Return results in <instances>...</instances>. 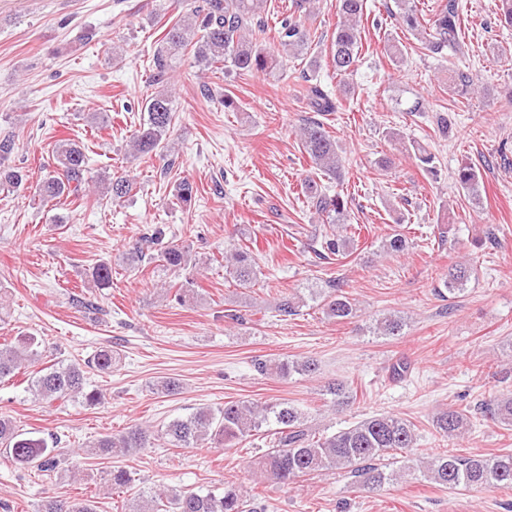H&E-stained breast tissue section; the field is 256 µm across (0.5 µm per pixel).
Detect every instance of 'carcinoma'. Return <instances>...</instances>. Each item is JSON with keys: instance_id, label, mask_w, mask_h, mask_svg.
Segmentation results:
<instances>
[{"instance_id": "cac0c4a2", "label": "carcinoma", "mask_w": 512, "mask_h": 512, "mask_svg": "<svg viewBox=\"0 0 512 512\" xmlns=\"http://www.w3.org/2000/svg\"><path fill=\"white\" fill-rule=\"evenodd\" d=\"M267 0H203V4L175 20L163 36L160 47L152 58L153 84L167 82L173 60L192 47L195 63L215 75H248L272 73L290 58L305 57L312 43V29L306 24L315 11L314 0H290L288 13L280 21L273 38H268L264 19ZM397 11L391 12L399 26L410 32L422 48L442 57L446 53L460 58L465 54L461 33L462 13L459 0H440L431 20L421 19L415 0H395ZM338 20L332 35L331 68L340 77L339 93L334 94L312 80L303 85V99L312 112H336L342 107L344 96L355 93L346 79L359 61L362 44V22L366 16L365 0H339ZM471 73L460 68L448 69V89L467 98L475 90ZM144 112L147 118L132 134L129 152L136 157H150L165 148L164 141L174 125L173 100L167 90L155 92L146 98ZM303 151L312 163L314 176L305 179L302 188L312 207L329 224H347L350 221L348 202L341 192L332 194L319 190L317 176L336 183L343 182L344 165L336 139L324 124L310 120L299 129ZM16 148L13 136L0 138V186L12 189L25 187L28 171L6 164ZM56 170L36 184L35 195L41 201L62 197L81 201L90 186H95L110 201H119L131 194L134 183L125 176L92 177L83 146L67 139L56 144ZM459 187L467 194L479 196L480 177L469 163L455 173ZM195 196L194 185L187 179L175 187L176 203L186 205ZM165 231L157 228L128 249L131 261L157 259L162 267L177 273L192 264V255L184 246L170 243L160 253H150L152 246L161 242ZM352 238L334 233L324 237L318 255L326 259L342 255L351 247ZM225 275L246 285L259 275L256 257L251 246L234 248L225 256ZM471 267L465 262L448 266L444 287L453 294L464 290L470 280ZM95 288L112 285V266L107 262L95 264L89 271ZM311 299L319 302L327 317L338 321L354 314V303L336 280L325 281V287L312 292ZM404 322L386 316L377 322L379 336H398ZM44 358L42 341L28 334L18 337L13 344L0 343V380L15 371L28 368ZM120 361V353L112 347L94 352L87 366L102 373H110ZM254 370L264 375L287 378L294 374L310 376L319 365L312 358L301 360L256 359ZM29 390L37 399L52 403L58 400L82 399L88 406L101 400V392L88 388L84 366L76 363H54L34 373ZM330 403L337 408L354 400L353 392L344 381L334 380L325 385ZM481 416L501 425L512 427V392L500 394L478 406ZM468 411L450 406L433 418L435 431L443 438L462 434L467 426ZM268 427L269 442L255 462L260 476L288 484L298 478L322 471L344 470L358 487L375 489L400 478L390 469L396 455L405 454L403 472L422 471L428 480L451 491L505 486L512 487V453L497 455L439 454L422 459L414 455L416 444L414 425L394 415H378L332 434L318 435L308 426V416L291 403L258 406L244 401H228L224 407L213 410L196 409L185 418H178L153 430L134 425L127 431L105 436L88 445V452L96 456L114 453L128 455L155 447L162 441L172 448L234 447L253 436L262 427ZM0 450L9 462L21 469H34L47 476L63 475L69 471L68 451L59 447L58 437L33 436L19 428L8 417L0 416ZM113 489L128 488L131 472L121 466L113 467L108 479ZM151 507L135 508L131 512H257L255 502L234 486L222 491L163 490L151 496ZM43 512H96L89 499L68 501L52 498Z\"/></svg>"}]
</instances>
